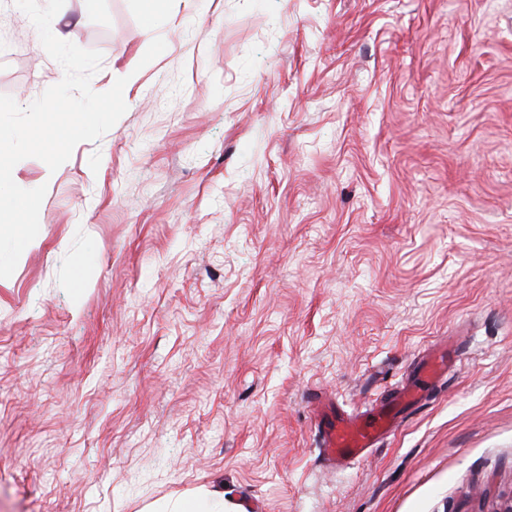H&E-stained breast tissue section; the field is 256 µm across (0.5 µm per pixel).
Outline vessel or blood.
<instances>
[{
	"label": "vessel or blood",
	"mask_w": 512,
	"mask_h": 512,
	"mask_svg": "<svg viewBox=\"0 0 512 512\" xmlns=\"http://www.w3.org/2000/svg\"><path fill=\"white\" fill-rule=\"evenodd\" d=\"M450 360V350L439 349L430 356L419 378L404 385L380 408L368 413L346 415L338 412L331 402H319L317 411L328 456L337 461L365 457L370 448L396 431L403 412L417 403L427 388L447 375Z\"/></svg>",
	"instance_id": "vessel-or-blood-1"
}]
</instances>
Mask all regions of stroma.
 <instances>
[{"mask_svg":"<svg viewBox=\"0 0 512 512\" xmlns=\"http://www.w3.org/2000/svg\"><path fill=\"white\" fill-rule=\"evenodd\" d=\"M52 28L102 52L94 91L140 79L13 169L47 192L0 278V512L512 507V0H66ZM63 76L0 0V95ZM443 336L447 380L329 465L313 398L379 403Z\"/></svg>","mask_w":512,"mask_h":512,"instance_id":"35a3bbf8","label":"stroma"}]
</instances>
